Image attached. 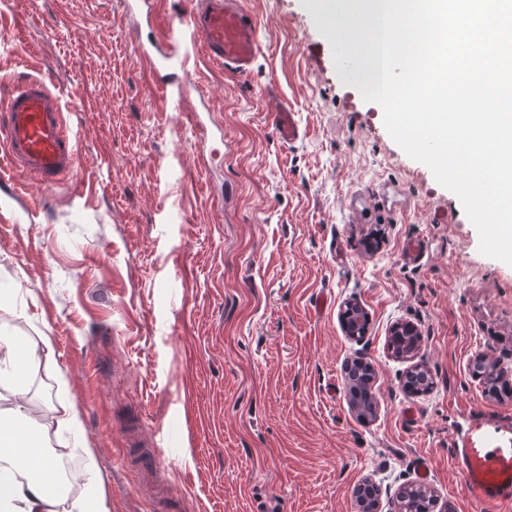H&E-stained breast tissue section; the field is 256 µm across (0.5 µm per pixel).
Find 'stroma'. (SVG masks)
<instances>
[{
	"mask_svg": "<svg viewBox=\"0 0 512 512\" xmlns=\"http://www.w3.org/2000/svg\"><path fill=\"white\" fill-rule=\"evenodd\" d=\"M123 2L0 0V85L50 78L80 158L52 189L0 165V325L55 349L22 370L28 406H77L112 512H357L367 479L385 505L423 483L475 512L449 444L512 412L472 374L482 354L512 367V265L344 82L316 0H243L259 60L196 75L191 104L224 130L206 143L156 110ZM282 101L302 131L289 146ZM348 302L363 339L341 328ZM399 324L421 335L407 358L387 348ZM357 359L375 371L366 422ZM417 365L432 387L414 396ZM273 112V124L279 139L284 143H295L301 137L302 132L295 120L294 113L284 102ZM353 365V372L351 375H348L351 399L355 404L362 406L364 409H368L374 403V396L371 392V385H369L372 375L368 373L367 364L363 366H357L355 363ZM355 404H352L353 409L362 418L373 417L376 413L377 406L375 403L372 405L369 411H363Z\"/></svg>",
	"mask_w": 512,
	"mask_h": 512,
	"instance_id": "obj_1",
	"label": "stroma"
}]
</instances>
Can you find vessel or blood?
Here are the masks:
<instances>
[{
    "mask_svg": "<svg viewBox=\"0 0 512 512\" xmlns=\"http://www.w3.org/2000/svg\"><path fill=\"white\" fill-rule=\"evenodd\" d=\"M180 22L190 46L182 53L167 49L166 37L146 42L134 37L137 61L155 82L158 111H179L200 62L223 68L225 75L242 77L254 68L258 52V20L240 0H178ZM0 154L9 165L54 186L75 174L78 150L63 119L59 96L48 81L27 77L13 82L0 98ZM282 142L295 143L301 129L287 104L273 113ZM455 472L461 477L478 512H501L512 504V422L479 418L454 438Z\"/></svg>",
    "mask_w": 512,
    "mask_h": 512,
    "instance_id": "1",
    "label": "vessel or blood"
}]
</instances>
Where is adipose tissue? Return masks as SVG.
<instances>
[{"label": "adipose tissue", "instance_id": "obj_1", "mask_svg": "<svg viewBox=\"0 0 512 512\" xmlns=\"http://www.w3.org/2000/svg\"><path fill=\"white\" fill-rule=\"evenodd\" d=\"M38 358L52 361L49 337H42L40 349H26L0 328V386L15 391L9 406L0 408V512H57L63 503L68 512H112L93 453L84 451L79 471L61 475L62 454L51 440L50 427L29 411L23 399L26 383L17 369ZM76 484L83 492L74 498L70 492Z\"/></svg>", "mask_w": 512, "mask_h": 512}]
</instances>
